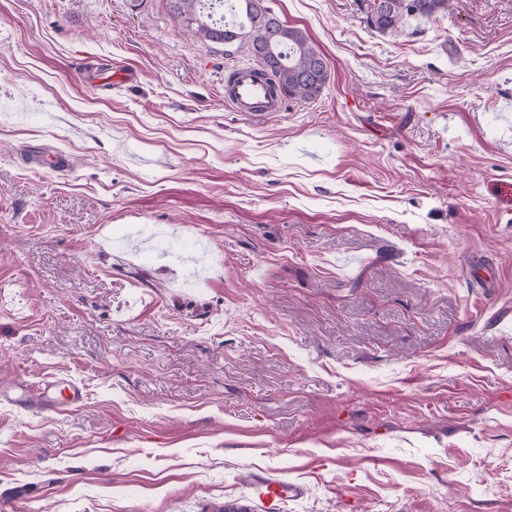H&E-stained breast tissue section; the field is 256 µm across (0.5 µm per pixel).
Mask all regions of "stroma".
Masks as SVG:
<instances>
[{"instance_id":"stroma-1","label":"stroma","mask_w":512,"mask_h":512,"mask_svg":"<svg viewBox=\"0 0 512 512\" xmlns=\"http://www.w3.org/2000/svg\"><path fill=\"white\" fill-rule=\"evenodd\" d=\"M269 5L329 78L253 120L171 0H0V382L84 390L0 512H512V0ZM380 6L368 17L371 28L382 34H395L410 19L429 20L445 13L450 0H379ZM252 489L266 512H276L284 498L295 496L300 491L299 486L270 475H258L252 483Z\"/></svg>"}]
</instances>
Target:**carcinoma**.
I'll use <instances>...</instances> for the list:
<instances>
[{
  "label": "carcinoma",
  "mask_w": 512,
  "mask_h": 512,
  "mask_svg": "<svg viewBox=\"0 0 512 512\" xmlns=\"http://www.w3.org/2000/svg\"><path fill=\"white\" fill-rule=\"evenodd\" d=\"M204 0H172L179 23L206 41L236 47L256 62L269 63L287 97L314 101L328 80L322 53L298 28L283 24L267 0H238L241 20L225 24L215 21L202 7ZM451 0H381L371 11L368 24L382 34H394L410 19L429 20L448 11Z\"/></svg>",
  "instance_id": "cac0c4a2"
}]
</instances>
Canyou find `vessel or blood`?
Masks as SVG:
<instances>
[{
	"mask_svg": "<svg viewBox=\"0 0 512 512\" xmlns=\"http://www.w3.org/2000/svg\"><path fill=\"white\" fill-rule=\"evenodd\" d=\"M224 102L235 112L254 116L283 111L285 98L273 88L270 77H259L257 67L244 65L230 69L224 77ZM84 400L82 386L76 381L53 378L31 384H0V404L51 412L77 406ZM253 493L266 512H277L286 497L297 495L299 486L270 475L257 476Z\"/></svg>",
	"mask_w": 512,
	"mask_h": 512,
	"instance_id": "vessel-or-blood-1",
	"label": "vessel or blood"
}]
</instances>
